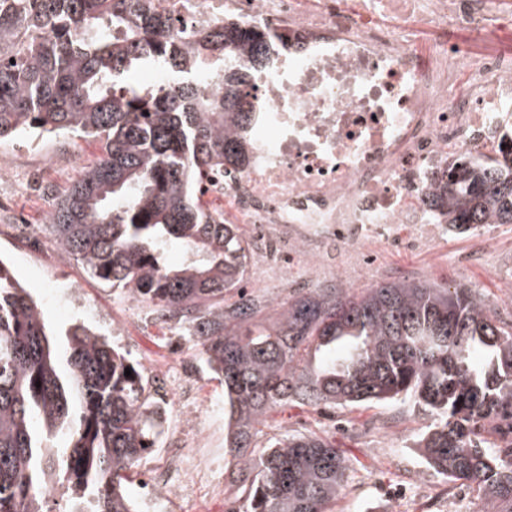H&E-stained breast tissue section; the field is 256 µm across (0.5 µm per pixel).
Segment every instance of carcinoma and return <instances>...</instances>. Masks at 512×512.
<instances>
[{
  "mask_svg": "<svg viewBox=\"0 0 512 512\" xmlns=\"http://www.w3.org/2000/svg\"><path fill=\"white\" fill-rule=\"evenodd\" d=\"M256 26L179 28L153 0H0V140L24 133L97 139L48 213L57 249L177 326L224 382V512H333L347 459L316 432L266 437L289 401L312 407L409 403L430 423L416 447L450 483L476 492L473 512H512V324L472 289L405 278L311 288L287 302L224 295L241 287L248 248L238 225L200 203L211 177L247 163ZM169 81L132 80L141 67ZM485 163L460 158L431 206L465 232L512 224V137ZM179 246L178 266L164 261ZM60 354L37 302L0 259V512H134L122 485L161 433L162 415L128 359L85 324ZM131 375H125V369ZM41 386H36V382Z\"/></svg>",
  "mask_w": 512,
  "mask_h": 512,
  "instance_id": "cac0c4a2",
  "label": "carcinoma"
}]
</instances>
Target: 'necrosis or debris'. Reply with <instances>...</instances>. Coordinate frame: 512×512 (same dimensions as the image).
Masks as SVG:
<instances>
[{
  "instance_id": "necrosis-or-debris-1",
  "label": "necrosis or debris",
  "mask_w": 512,
  "mask_h": 512,
  "mask_svg": "<svg viewBox=\"0 0 512 512\" xmlns=\"http://www.w3.org/2000/svg\"><path fill=\"white\" fill-rule=\"evenodd\" d=\"M189 26L259 24L272 36L246 166L217 178L228 224L297 225L293 241L340 224H434L428 200L449 156L484 158L512 131V55L458 38L512 27V0H160ZM194 372H155L191 428L149 471L152 501L219 490V449L199 430ZM191 468H184V459Z\"/></svg>"
}]
</instances>
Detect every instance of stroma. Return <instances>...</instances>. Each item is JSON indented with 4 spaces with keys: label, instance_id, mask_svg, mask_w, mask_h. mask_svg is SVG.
<instances>
[{
    "label": "stroma",
    "instance_id": "obj_1",
    "mask_svg": "<svg viewBox=\"0 0 512 512\" xmlns=\"http://www.w3.org/2000/svg\"><path fill=\"white\" fill-rule=\"evenodd\" d=\"M0 151L14 155L8 180L0 182V257L36 298L50 327L61 332L75 322L89 325L126 352L141 372L166 361L195 365L202 428L215 447L224 445V387L204 368L200 348L185 337L172 354L170 330L146 316L145 305L119 288L89 275L63 255L41 227L50 205L84 166L101 154L99 141L70 135L31 140L4 139ZM248 244L247 280L285 301L305 288L361 291L377 282L407 278L463 284L488 299L496 315L512 320V224H485L465 234L437 237L413 229L400 242L379 244L368 232L336 253L335 270L305 282L295 257L270 258L256 228L241 225ZM269 435L320 431L340 448L349 465L348 482L334 512H447L449 500L470 512L472 499L460 487L429 470L412 447L423 420L409 406L392 402L319 411L291 403L268 419Z\"/></svg>",
    "mask_w": 512,
    "mask_h": 512
}]
</instances>
